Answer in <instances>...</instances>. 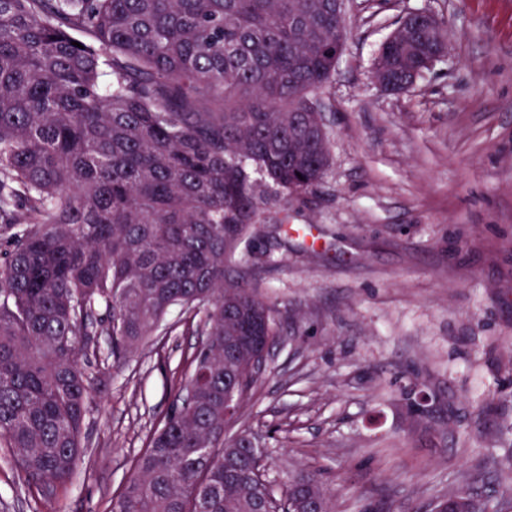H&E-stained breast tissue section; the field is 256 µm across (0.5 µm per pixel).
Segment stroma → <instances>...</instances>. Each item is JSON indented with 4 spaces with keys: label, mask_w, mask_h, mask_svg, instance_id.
Returning <instances> with one entry per match:
<instances>
[{
    "label": "stroma",
    "mask_w": 512,
    "mask_h": 512,
    "mask_svg": "<svg viewBox=\"0 0 512 512\" xmlns=\"http://www.w3.org/2000/svg\"><path fill=\"white\" fill-rule=\"evenodd\" d=\"M418 10L444 24L448 53L383 92L379 47ZM346 25L318 94L330 165L312 191L262 205L230 260L280 336L225 434L256 436L276 482L320 471L336 512H434L460 490L512 501V0H349ZM200 322L174 308L117 364L98 307L87 453L48 488L0 448V512H108ZM415 385L440 396L444 433L409 417Z\"/></svg>",
    "instance_id": "obj_1"
}]
</instances>
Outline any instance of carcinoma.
Returning a JSON list of instances; mask_svg holds the SVG:
<instances>
[{
	"instance_id": "obj_1",
	"label": "carcinoma",
	"mask_w": 512,
	"mask_h": 512,
	"mask_svg": "<svg viewBox=\"0 0 512 512\" xmlns=\"http://www.w3.org/2000/svg\"><path fill=\"white\" fill-rule=\"evenodd\" d=\"M338 27L336 0H0V447L27 481L64 484L85 452L95 309L116 363L181 306L202 340L109 512H334L315 476L277 485L224 438V394L234 418L278 336L228 261L261 187L301 194L329 166ZM446 38L394 28L390 82Z\"/></svg>"
}]
</instances>
